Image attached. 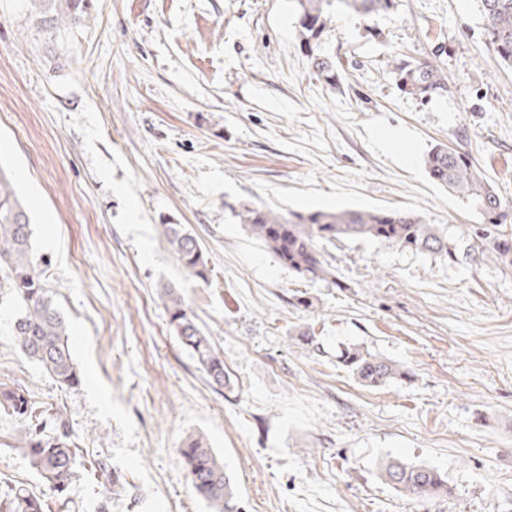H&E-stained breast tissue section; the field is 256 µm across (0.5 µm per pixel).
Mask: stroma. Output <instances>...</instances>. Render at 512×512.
I'll return each instance as SVG.
<instances>
[{
	"label": "stroma",
	"instance_id": "1",
	"mask_svg": "<svg viewBox=\"0 0 512 512\" xmlns=\"http://www.w3.org/2000/svg\"><path fill=\"white\" fill-rule=\"evenodd\" d=\"M395 2L339 15L306 51L293 0H95L86 27L54 38L25 0H0V167L81 372L62 387L21 352L0 287V383L66 412L78 446L52 512H209L178 454L194 433L243 512H512V270L365 240L331 249L335 281L307 280L237 217L244 203L406 210L466 248L481 215L423 164L442 143L485 172L512 232V67L488 50L477 0ZM312 52L345 62L338 89L313 77ZM396 58L437 59L449 93L411 94ZM165 221L191 226L208 283L172 255ZM163 284L223 354L229 390L179 346ZM344 345L410 376L365 386L337 363ZM388 456L439 469L447 496L385 484ZM9 483L44 490L0 444Z\"/></svg>",
	"mask_w": 512,
	"mask_h": 512
}]
</instances>
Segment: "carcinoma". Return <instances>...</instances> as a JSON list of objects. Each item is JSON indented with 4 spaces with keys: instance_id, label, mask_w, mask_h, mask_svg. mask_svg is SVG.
<instances>
[{
    "instance_id": "carcinoma-1",
    "label": "carcinoma",
    "mask_w": 512,
    "mask_h": 512,
    "mask_svg": "<svg viewBox=\"0 0 512 512\" xmlns=\"http://www.w3.org/2000/svg\"><path fill=\"white\" fill-rule=\"evenodd\" d=\"M33 23L49 30L85 25L92 0H28ZM299 13L302 46L330 30L336 15L353 12L363 16L385 13L394 0H294ZM486 20L484 39L503 63L512 66V0H479ZM317 79L334 88L340 75L327 56L310 55ZM412 93L426 101L448 91V81L434 61L419 64L401 60L392 64ZM430 177L448 192L466 199L487 224L474 232L464 253L441 233L410 211L389 209H341L290 212L284 216L270 208L244 205L236 213L245 231L260 242L273 259L302 278L336 280V269L326 259L327 247L338 242L383 240L415 252L432 254L455 263L471 264L492 254L512 266V235L501 230L503 201L481 169L466 155L446 146L434 147L424 161ZM162 235L182 266L196 281H209L211 269L202 244L185 224L161 225ZM32 242L30 217L12 181L0 170V279L14 292L20 309L13 336L21 351L41 365L60 386L80 384L73 361L69 329L54 305L39 270ZM179 343L189 352L211 384L222 390L230 381L224 357L210 336L196 323L182 294L167 284L159 294ZM338 362L364 385L379 387L408 377L400 363L356 346L340 350ZM0 408L24 421V426L3 437V443L19 450L56 500L66 496L76 452L63 412L41 410L21 384L0 383ZM186 477L196 495L213 512H241L236 487L224 470V461L201 435L188 436L178 448ZM379 476L396 491L425 499L448 492L447 481L436 468L390 458L381 462ZM0 512H50L44 494L23 486L0 493Z\"/></svg>"
}]
</instances>
